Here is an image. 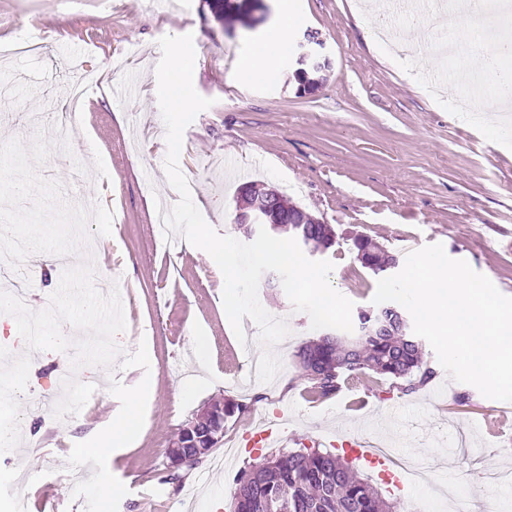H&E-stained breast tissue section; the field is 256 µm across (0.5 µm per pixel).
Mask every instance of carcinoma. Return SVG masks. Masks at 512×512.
Here are the masks:
<instances>
[{"label":"carcinoma","instance_id":"carcinoma-1","mask_svg":"<svg viewBox=\"0 0 512 512\" xmlns=\"http://www.w3.org/2000/svg\"><path fill=\"white\" fill-rule=\"evenodd\" d=\"M208 3L219 20L247 16L252 25L262 20L252 16L255 11H264L260 0ZM248 188L242 196L244 208L262 204L268 215V232L323 242L334 231L329 224L314 223L315 217L305 211L298 218L307 219V223L290 225L283 211L268 201V188L253 183ZM353 244L362 267L376 275L394 261L386 255L384 246L369 236H357ZM299 358L309 382L308 394L314 399L336 393L347 372L399 379L405 392L425 384L433 375L424 361L422 345L410 334L401 312L391 305L360 312L353 332L326 334L302 347ZM233 496L236 512H398V503L385 500L344 457L315 448L283 452L269 463L251 466L240 478Z\"/></svg>","mask_w":512,"mask_h":512}]
</instances>
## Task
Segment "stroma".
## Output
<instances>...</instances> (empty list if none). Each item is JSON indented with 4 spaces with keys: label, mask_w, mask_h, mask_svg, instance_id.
<instances>
[{
    "label": "stroma",
    "mask_w": 512,
    "mask_h": 512,
    "mask_svg": "<svg viewBox=\"0 0 512 512\" xmlns=\"http://www.w3.org/2000/svg\"><path fill=\"white\" fill-rule=\"evenodd\" d=\"M366 0H302L294 39L313 32L329 65L317 87L300 92L296 65L258 80L237 70L266 33L268 22L226 27L206 0H0V43L39 40L40 54L0 67L14 87L0 102V225L28 240L40 265L26 309L0 311V342L14 354L29 350V319L44 324L41 358L27 370H7L13 391L0 403V427L14 425L0 444V512H184L183 488L200 485L206 512H230L236 480L261 456L316 448L341 452L356 442L387 441L398 453L428 462L430 478L446 476L451 497L427 486L402 485V512H512V486L485 482L487 468L512 469V403L484 397L452 380L431 346L424 359L433 377L411 392L381 379H348L328 399L312 402L296 353L320 330L294 311L276 273H264L258 298L286 320L289 335L276 346L282 369L270 383L248 379L259 329L242 327L243 348L224 312V279L200 249L181 255L165 247L154 227L158 200L175 204L165 174V125L157 100L158 45L166 35H192L193 84L213 104L183 134L179 168L194 204L219 234L244 240L236 215L243 183L278 190L331 224L336 244L331 285L355 311L374 306L377 275L363 268L352 245L363 234L397 262L425 245L442 244L512 297V127L496 113L477 118L457 94L464 70L421 37L428 15H391L410 50L378 36L382 17ZM128 85L125 99L97 90L76 118V139L56 151L49 126L29 135L27 116L66 102L84 69ZM73 253L67 267L56 252ZM98 258L122 290L119 305L104 304L85 275ZM71 329L90 351L75 357L56 328ZM206 339L205 358L192 338ZM150 374L152 394L131 447L99 458L92 438L122 413L125 394ZM193 380L192 396L180 390ZM44 404L30 405V391ZM231 399L247 412L229 418L224 439L193 466L167 478L165 451L183 424L205 404ZM276 420L282 438L255 442L258 417ZM238 454L221 460L228 443ZM23 468L35 478L12 480ZM120 495H111V487Z\"/></svg>",
    "instance_id": "stroma-1"
}]
</instances>
